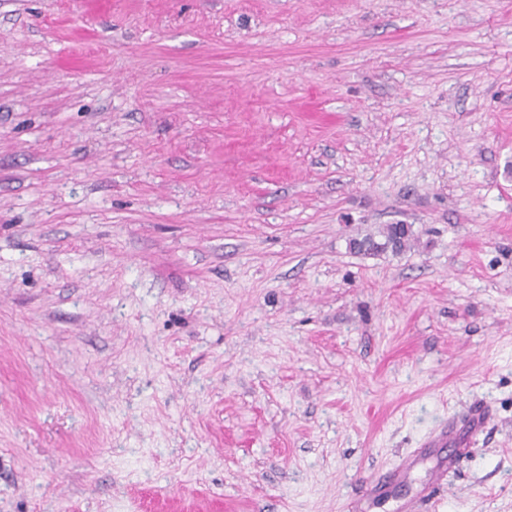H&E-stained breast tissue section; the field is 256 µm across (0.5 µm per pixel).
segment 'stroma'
<instances>
[{
  "instance_id": "1",
  "label": "stroma",
  "mask_w": 512,
  "mask_h": 512,
  "mask_svg": "<svg viewBox=\"0 0 512 512\" xmlns=\"http://www.w3.org/2000/svg\"><path fill=\"white\" fill-rule=\"evenodd\" d=\"M474 405L434 512H512V0H0V512H343ZM383 242L376 241L372 236H366L352 243L353 250L364 252L370 255H378L391 251L398 255L402 253L413 237L412 225L409 224H386L382 232Z\"/></svg>"
}]
</instances>
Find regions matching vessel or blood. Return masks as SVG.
<instances>
[{
	"label": "vessel or blood",
	"mask_w": 512,
	"mask_h": 512,
	"mask_svg": "<svg viewBox=\"0 0 512 512\" xmlns=\"http://www.w3.org/2000/svg\"><path fill=\"white\" fill-rule=\"evenodd\" d=\"M487 420L488 414L485 410L473 409L469 411L465 422L460 423L452 419L443 424L434 435L426 440L424 447L416 449L407 456L397 469L368 479L352 505V512H368L375 501L387 495L394 483L407 478L410 471L425 455L427 449L446 443L455 444L459 449L466 448L469 444V434L480 430ZM458 463V456L453 453L449 455L447 461L441 462L435 467L424 487L426 499H434L437 489L440 488L449 470L456 468Z\"/></svg>",
	"instance_id": "vessel-or-blood-1"
}]
</instances>
